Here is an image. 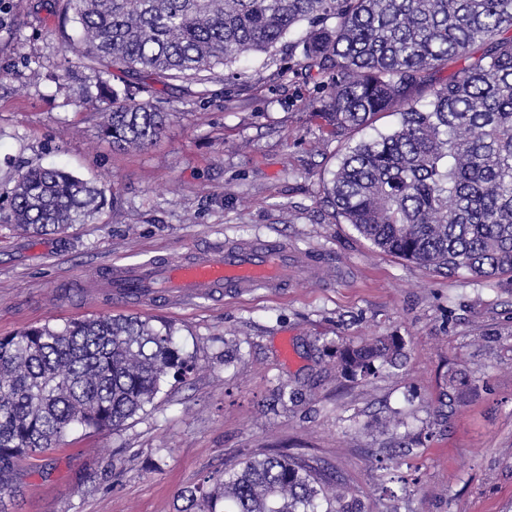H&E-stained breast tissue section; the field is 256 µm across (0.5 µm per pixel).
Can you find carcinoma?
<instances>
[{"label": "carcinoma", "mask_w": 512, "mask_h": 512, "mask_svg": "<svg viewBox=\"0 0 512 512\" xmlns=\"http://www.w3.org/2000/svg\"><path fill=\"white\" fill-rule=\"evenodd\" d=\"M92 67L99 136L142 150L170 113L115 73L164 83L279 47L330 89L311 116L341 141L385 113L398 125L347 147L326 181L335 216L384 253L448 275L512 273V0H67ZM461 67L447 81L436 73ZM107 189L65 169L17 170L0 222L26 234L86 224ZM368 382L402 365L395 334L332 347ZM195 365L173 331L102 314L0 337V507L24 459L71 432L123 425ZM220 492H184L181 512H355L345 480L314 459L261 454L224 470Z\"/></svg>", "instance_id": "carcinoma-1"}]
</instances>
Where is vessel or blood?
Here are the masks:
<instances>
[{"label": "vessel or blood", "mask_w": 512, "mask_h": 512, "mask_svg": "<svg viewBox=\"0 0 512 512\" xmlns=\"http://www.w3.org/2000/svg\"><path fill=\"white\" fill-rule=\"evenodd\" d=\"M298 252L281 241L232 242L195 257L151 261L112 269L114 300L128 299L138 289L139 301L168 296L192 304L228 294L277 288L301 272Z\"/></svg>", "instance_id": "vessel-or-blood-1"}]
</instances>
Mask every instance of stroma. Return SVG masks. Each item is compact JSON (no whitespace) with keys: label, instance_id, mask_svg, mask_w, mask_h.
Returning <instances> with one entry per match:
<instances>
[{"label":"stroma","instance_id":"35a3bbf8","mask_svg":"<svg viewBox=\"0 0 512 512\" xmlns=\"http://www.w3.org/2000/svg\"><path fill=\"white\" fill-rule=\"evenodd\" d=\"M66 0H0V198L25 165L112 186L86 224L30 236L0 223V336L72 318L170 325L195 370L123 426L75 431L36 459L7 512H180L225 467L260 453L324 461L364 512H512V274L452 276L378 251L335 218L324 182L341 153L310 114L327 89L277 50L207 83L153 84L173 107L157 141L116 151L87 101L94 78L62 32ZM255 238L287 242L314 272L274 290L190 306L119 304L95 288L116 263L178 259ZM396 333L399 368L344 379L326 343ZM462 395L448 422L436 399ZM293 395L278 396L280 386ZM400 414L397 434L381 419ZM420 436L383 493L396 435Z\"/></svg>","mask_w":512,"mask_h":512}]
</instances>
